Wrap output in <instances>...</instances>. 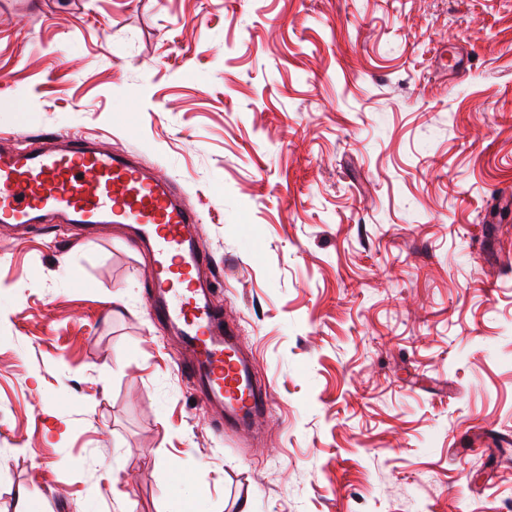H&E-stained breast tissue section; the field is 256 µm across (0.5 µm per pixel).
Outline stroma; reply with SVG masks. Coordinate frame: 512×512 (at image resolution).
Listing matches in <instances>:
<instances>
[{"label": "stroma", "mask_w": 512, "mask_h": 512, "mask_svg": "<svg viewBox=\"0 0 512 512\" xmlns=\"http://www.w3.org/2000/svg\"><path fill=\"white\" fill-rule=\"evenodd\" d=\"M196 209L232 437L116 224L0 228V512H512V0H0V145Z\"/></svg>", "instance_id": "1"}]
</instances>
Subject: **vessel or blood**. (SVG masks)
I'll return each mask as SVG.
<instances>
[{
	"label": "vessel or blood",
	"instance_id": "obj_1",
	"mask_svg": "<svg viewBox=\"0 0 512 512\" xmlns=\"http://www.w3.org/2000/svg\"><path fill=\"white\" fill-rule=\"evenodd\" d=\"M125 224L152 256L154 309L179 336L182 369L195 388L224 410L236 430L265 403L240 355L235 336L200 281L198 213L125 152L71 134L35 137L0 152V224Z\"/></svg>",
	"mask_w": 512,
	"mask_h": 512
}]
</instances>
